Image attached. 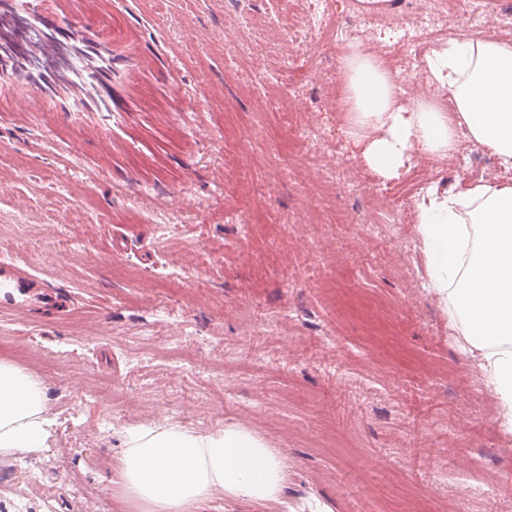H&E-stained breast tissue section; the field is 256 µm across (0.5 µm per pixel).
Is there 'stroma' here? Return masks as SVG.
I'll list each match as a JSON object with an SVG mask.
<instances>
[{
  "mask_svg": "<svg viewBox=\"0 0 512 512\" xmlns=\"http://www.w3.org/2000/svg\"><path fill=\"white\" fill-rule=\"evenodd\" d=\"M311 3L135 0L111 31L139 30L154 56L117 121L0 97V256L74 304L0 313V358L45 382L56 419L49 448L0 456V512H82L89 496L149 512L120 456L127 428L163 420L238 425L288 459L281 503L219 495L199 512H512L493 483L512 432L428 288L416 224L367 221L388 181L344 134L341 81L314 80L310 58L335 71L339 54L305 35ZM451 25L512 38V0ZM312 127L321 150L279 173L273 135L299 150ZM336 163L353 186L322 178ZM483 169L512 186L461 140L415 192L465 191Z\"/></svg>",
  "mask_w": 512,
  "mask_h": 512,
  "instance_id": "obj_1",
  "label": "stroma"
}]
</instances>
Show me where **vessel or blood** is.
Instances as JSON below:
<instances>
[{"mask_svg": "<svg viewBox=\"0 0 512 512\" xmlns=\"http://www.w3.org/2000/svg\"><path fill=\"white\" fill-rule=\"evenodd\" d=\"M46 14L43 0H10L13 13L25 21L32 62L53 61L54 76L40 82L26 71L0 78L18 108L37 107L42 112H113L112 95L126 100L136 93L132 74L144 62L136 35L117 40L109 33L110 13H93L92 0H53ZM49 290L13 261L0 258V310H27L51 303Z\"/></svg>", "mask_w": 512, "mask_h": 512, "instance_id": "obj_1", "label": "vessel or blood"}]
</instances>
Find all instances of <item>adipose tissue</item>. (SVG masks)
Returning <instances> with one entry per match:
<instances>
[{"mask_svg": "<svg viewBox=\"0 0 512 512\" xmlns=\"http://www.w3.org/2000/svg\"><path fill=\"white\" fill-rule=\"evenodd\" d=\"M340 106L367 165L395 178L418 155L454 157L456 129L512 170V40L452 38L426 60L454 105L447 114L400 104L377 59L344 55ZM417 231L429 256V286L479 354L499 416L512 430V187L479 183L463 194L429 189ZM41 379L0 359V455L47 448L55 419ZM120 474L127 495L151 512H199L217 494L279 502L284 457L237 425L200 432L167 421L126 431Z\"/></svg>", "mask_w": 512, "mask_h": 512, "instance_id": "adipose-tissue-1", "label": "adipose tissue"}]
</instances>
